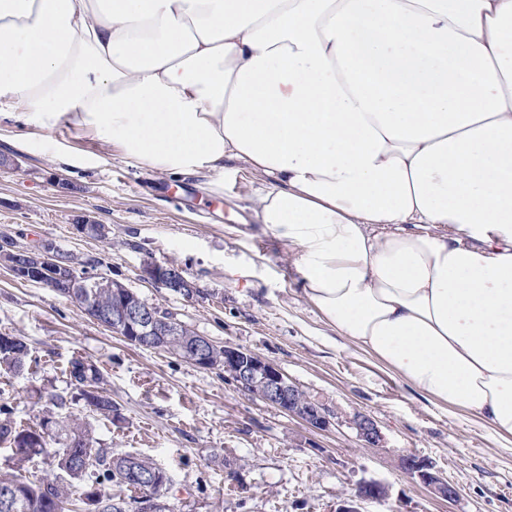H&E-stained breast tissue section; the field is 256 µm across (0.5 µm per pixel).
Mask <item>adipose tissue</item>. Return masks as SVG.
Segmentation results:
<instances>
[{"label":"adipose tissue","mask_w":512,"mask_h":512,"mask_svg":"<svg viewBox=\"0 0 512 512\" xmlns=\"http://www.w3.org/2000/svg\"><path fill=\"white\" fill-rule=\"evenodd\" d=\"M263 177L347 343L512 452V0H0V124Z\"/></svg>","instance_id":"1"}]
</instances>
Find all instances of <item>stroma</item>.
<instances>
[{"mask_svg": "<svg viewBox=\"0 0 512 512\" xmlns=\"http://www.w3.org/2000/svg\"><path fill=\"white\" fill-rule=\"evenodd\" d=\"M48 138L112 160L63 170L1 128L0 236L27 249L52 243L195 334L273 362L338 417L312 428L245 394L223 370L133 345L70 299L0 267V334L24 337L39 362L0 373V403L16 419L38 422L39 395H64L55 421L84 416L97 447L151 458L170 478L165 497L176 512H335L367 481L385 484L389 495L358 502L359 512H512V452L337 336L305 298L293 248L257 224V179L246 166L233 163L215 194L199 177L112 156L71 126ZM86 218L110 225V240L79 234L75 226ZM148 261L178 264L199 290L183 296L152 286L141 277ZM74 358L99 367L120 423L95 417L70 385ZM359 412L376 419L383 447L358 441L352 419ZM403 450L431 462L458 497L437 498L405 474L397 460Z\"/></svg>", "mask_w": 512, "mask_h": 512, "instance_id": "stroma-1", "label": "stroma"}]
</instances>
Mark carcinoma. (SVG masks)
I'll list each match as a JSON object with an SVG mask.
<instances>
[{
    "instance_id": "cac0c4a2",
    "label": "carcinoma",
    "mask_w": 512,
    "mask_h": 512,
    "mask_svg": "<svg viewBox=\"0 0 512 512\" xmlns=\"http://www.w3.org/2000/svg\"><path fill=\"white\" fill-rule=\"evenodd\" d=\"M195 333L181 330L163 342L165 350L190 361L189 346ZM30 358V348L20 336L0 334V369L19 373ZM71 384L91 411L110 423L120 418L112 398L101 388L98 367L81 358H74L68 368ZM44 417L35 424L18 421L13 409L0 404V445L11 450V471L0 473V512H87L88 502H107L101 512H127L126 500L112 493V487L131 490L130 470L161 480L167 473L151 459L125 454L108 456L103 448L93 445L87 423L76 417L62 428L45 430ZM55 450L57 472L33 479L20 474L23 464L44 453L51 445Z\"/></svg>"
}]
</instances>
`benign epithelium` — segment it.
<instances>
[{"instance_id":"1","label":"benign epithelium","mask_w":512,"mask_h":512,"mask_svg":"<svg viewBox=\"0 0 512 512\" xmlns=\"http://www.w3.org/2000/svg\"><path fill=\"white\" fill-rule=\"evenodd\" d=\"M0 265L7 267L14 277L23 281L41 283L52 290L68 288L75 291L85 288V277H78L66 271L60 263L52 244L47 243L38 251L19 249L15 245L0 248ZM143 279L159 288L191 295L198 285L189 279L183 268L174 264L147 262L142 267ZM95 288H109L119 305L115 308H101L95 311L94 320L112 326V332L119 336H129L150 342L157 338L172 336L180 331L182 324L174 319H165L161 312L145 303L136 293L121 283L109 278H97ZM212 341L204 336L197 338L191 362L199 367L210 364L208 345ZM224 375L235 380L238 387L260 392L262 400L291 416L301 419L316 429H323L331 424L333 413L321 403L299 410L295 398L299 387L288 381L287 376L273 363L241 347L224 345ZM357 436L364 444L381 448L384 435L377 421L369 414L357 413L353 419ZM400 468L404 473L417 479L435 497L453 501L458 497L457 487L434 470L432 464L411 453L399 456ZM158 493L153 497H140L134 501V512H157L165 504L162 483L157 484ZM388 496V487L380 482L371 481L362 484L356 493L360 500L383 501Z\"/></svg>"}]
</instances>
